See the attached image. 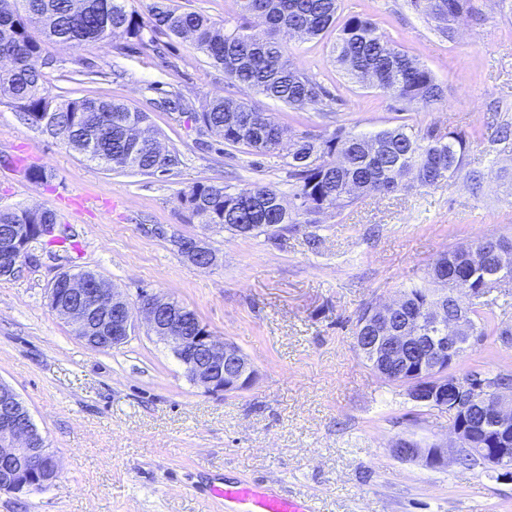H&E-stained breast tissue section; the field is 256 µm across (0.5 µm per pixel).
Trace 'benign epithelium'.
<instances>
[{"label":"benign epithelium","instance_id":"1","mask_svg":"<svg viewBox=\"0 0 512 512\" xmlns=\"http://www.w3.org/2000/svg\"><path fill=\"white\" fill-rule=\"evenodd\" d=\"M17 239L0 243V274L10 276L19 264L12 245ZM177 247L182 257L199 268L216 264L209 244L197 237H181ZM476 289L448 292L428 307L427 315L396 319L409 306L402 295L380 308L370 306L356 329L359 353L384 378L402 375L414 365L419 380L407 385L409 399L428 406L453 391L460 400L453 405L459 415L451 425V438L445 445L415 448L401 441L392 449L394 457L421 460L428 466L448 461L462 463L476 458L480 465L499 471V478L512 480V388L501 387L490 393L477 381L471 386L452 388L438 379L443 357L453 365L475 329L466 309L475 301ZM51 309L74 328L77 337L96 349L116 348L127 342L135 328L131 302L116 288H91L87 280L64 279L50 289ZM138 310L149 329L168 343L186 372L209 393L239 392L249 388L256 371L236 346L215 340L202 324L193 336L183 335L186 310L175 300L147 292L140 296ZM59 478V470L45 437L32 421L28 407L17 392L0 381V491L22 493L45 488Z\"/></svg>","mask_w":512,"mask_h":512}]
</instances>
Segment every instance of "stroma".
I'll use <instances>...</instances> for the list:
<instances>
[{
  "mask_svg": "<svg viewBox=\"0 0 512 512\" xmlns=\"http://www.w3.org/2000/svg\"><path fill=\"white\" fill-rule=\"evenodd\" d=\"M453 36L410 0H341L338 22L360 15L429 68L443 87L431 109L398 112L391 98L350 80L330 55L334 34L288 39L302 69L339 102L332 111L294 108L227 84L224 71L186 39L144 31L146 47L73 48L52 42L46 77L67 98L121 101L148 113L162 146L180 163L162 176L98 167L77 150L21 121L0 98V209L50 207L59 222L33 241L15 274L0 277V380L29 407L60 476L26 494L0 492V512H234L211 489L248 483L310 502L315 512H512V482L482 467L429 468L392 454L403 439L443 444L444 408H418L405 387L380 377L357 351L356 318L368 304L398 298L427 279L443 252L512 235V156H493L494 121H512V9L473 0ZM96 70L79 76L81 65ZM179 94L197 109L222 94L264 109L287 135H327L343 126L378 131L406 125L465 132L464 168L445 186H413L320 214L274 238L236 236L191 219L178 199L196 182H261L292 193L282 155L230 147L199 134L188 115L162 108ZM33 153L46 177L16 168ZM485 172L472 195L467 172ZM112 200L75 215L62 196ZM202 237L216 266L178 252ZM318 247H310V237ZM91 271L130 301L171 297L194 310L219 341L237 346L257 371L238 393L191 382L147 326L122 346L96 350L52 311L60 273ZM494 333L470 341L452 367L512 375V290L493 294Z\"/></svg>",
  "mask_w": 512,
  "mask_h": 512,
  "instance_id": "35a3bbf8",
  "label": "stroma"
}]
</instances>
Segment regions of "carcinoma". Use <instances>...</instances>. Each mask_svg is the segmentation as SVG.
<instances>
[{
	"label": "carcinoma",
	"instance_id": "obj_1",
	"mask_svg": "<svg viewBox=\"0 0 512 512\" xmlns=\"http://www.w3.org/2000/svg\"><path fill=\"white\" fill-rule=\"evenodd\" d=\"M451 34V24L474 13L472 0H411ZM234 14L221 22L201 10H181L171 0H150L147 10L153 32L192 41L210 63L224 69L233 86L253 90L290 106L324 110L337 101L316 75L301 70L288 54L279 33L318 38L336 27L339 0H235ZM144 23L128 0H30L19 12L11 0H0V54L10 67L0 70V96L10 99L18 114L36 126H51L58 138L76 150L93 145L88 160L110 171L168 173L179 163L157 161L152 147L158 132L146 113L124 103L93 98L63 99L52 94L45 72L33 60L46 40L100 46L115 38L144 44ZM334 61L355 82L379 89L402 108L417 104L432 108L443 99V88L432 72L378 32L368 19L348 18L332 46ZM200 127L219 134L228 145L257 153L280 149L282 130L271 114L244 101L216 94L201 111L191 113ZM490 151L512 154V122L500 123L490 135ZM469 137L462 132L429 127L415 132L397 126L374 132L340 127L329 135L294 136L287 154L293 199L299 206L281 207L280 192L259 183L245 186L196 182L178 199L200 224H215L228 232L249 225V235H265L269 224H315L316 215L347 206L363 196L389 195L417 183L447 184L464 165ZM57 223L48 207L0 209V231L24 225L23 238H37L39 224ZM512 238L491 236L441 254L435 277L403 289L411 301H426L455 288H480L487 296L512 284ZM475 248L483 259L471 268L458 256ZM489 301L470 309L477 336L486 334Z\"/></svg>",
	"mask_w": 512,
	"mask_h": 512
}]
</instances>
